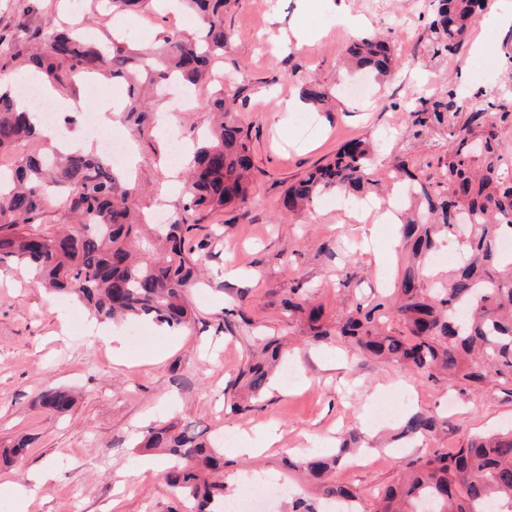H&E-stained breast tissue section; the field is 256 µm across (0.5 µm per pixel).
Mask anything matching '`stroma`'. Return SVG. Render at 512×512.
Masks as SVG:
<instances>
[{
	"mask_svg": "<svg viewBox=\"0 0 512 512\" xmlns=\"http://www.w3.org/2000/svg\"><path fill=\"white\" fill-rule=\"evenodd\" d=\"M342 0H236L224 14L231 41L215 62L229 79L238 121L253 145L254 179L247 204L208 216L190 232L199 247L205 278L190 300L197 321L166 330L149 321L105 327L112 344H89L99 323L81 303L57 297L20 265L0 266V443L28 437L19 465H0V483L20 481L49 468L28 512H185L161 475L136 474L142 456L133 441L140 430L169 418L200 422L209 438L224 437V486L238 492L250 471L273 476L263 485L260 512H288L279 483H292L289 461L336 452L343 435L361 437L345 455L337 482L355 490L361 512H372L377 489L433 450H453L467 437L512 424V385L490 381L477 391L447 380H423L395 364L365 358L340 338L305 344L300 317L282 302L291 289L314 294L330 321L356 303L392 287L397 252L393 224H379L372 238L357 230L356 210L319 197L311 209L279 214L289 184L324 164L343 145L369 140L377 152L373 198L389 197L394 163L404 160L418 177L443 180L448 134L433 130L413 137L407 119L412 103L455 88L462 114L504 97L512 106V25L496 23L502 0H486L461 50L434 54L432 0H343L360 19L350 30L337 13ZM91 0H0V33L20 35V20L37 25L47 14L92 16ZM121 27L150 43L174 32H197L194 15L173 10L129 12ZM305 30L314 44L287 51L274 38ZM383 32L400 65L386 80L343 66L355 36ZM313 87L326 95L322 108H277ZM142 328L147 342L133 345L129 332ZM280 336L290 345L292 381L276 382L257 409H225L230 384L253 337ZM48 386L77 395L72 411L55 416L36 402ZM394 409L381 427L365 415L376 402ZM445 413L436 438L390 443L410 410ZM275 448L244 456L240 447L261 443L268 429Z\"/></svg>",
	"mask_w": 512,
	"mask_h": 512,
	"instance_id": "35a3bbf8",
	"label": "stroma"
}]
</instances>
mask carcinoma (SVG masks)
Instances as JSON below:
<instances>
[{
    "instance_id": "carcinoma-1",
    "label": "carcinoma",
    "mask_w": 512,
    "mask_h": 512,
    "mask_svg": "<svg viewBox=\"0 0 512 512\" xmlns=\"http://www.w3.org/2000/svg\"><path fill=\"white\" fill-rule=\"evenodd\" d=\"M153 0H95L105 16L141 10ZM196 14L199 38L179 32L162 36L144 52L118 33L103 45L83 33V23L57 30L51 16L45 27L24 40L12 39L10 57H25L41 73L47 89L68 93L76 74H110L127 84V105L119 113L123 126L153 146L156 101L174 80L197 88L213 61L224 55L230 35L224 9L231 0H178ZM481 0H437L430 24L435 53L451 52L464 41L477 18ZM353 63L378 77L397 65L388 43L365 37L349 49ZM13 72L0 66V154L12 155L0 166V263L25 266L49 290L83 302L100 321L149 320L170 329L196 321L189 293L202 273L201 257L186 248L192 216L202 220L249 197L253 164L249 134L230 113L231 102L212 96L205 108L212 121L194 140L192 158L182 160L183 205L165 224L146 219L139 184L118 176L96 155L80 151L18 152L39 133L28 106L15 92ZM408 112L415 137L433 127L448 129L446 180L438 189L421 181L406 163L394 168L405 178L409 195L399 212V232L406 256L398 270L395 296L358 304L330 328L322 307L293 289L283 302L290 316L307 318L309 338L331 333L352 342L362 355L374 356L416 371L428 380L446 376L472 390L490 380L512 383V254L501 247L512 236V109L492 99L486 108L460 117L457 93L418 99ZM376 152L364 140L339 149L325 165L290 185L281 199L284 214L299 213L315 199L338 191L361 197L369 183ZM61 200L79 224L67 232L30 229L40 223L46 203ZM459 243L448 271L434 269L432 259L458 229ZM260 352L239 369L235 384L257 399L271 388L284 361L276 336L260 338ZM41 407L64 416L75 400L70 392L48 387L38 396ZM439 416L432 410L410 414L399 437L415 439L435 433ZM136 447L168 456L167 485L187 503V512H224V460L191 421H159L146 428ZM24 439L0 448V462L19 465ZM340 457L313 455L296 465L319 490L320 497L354 506L358 494L332 477ZM497 501L512 512V427L470 436L448 453L436 449L377 495L375 512H486Z\"/></svg>"
}]
</instances>
